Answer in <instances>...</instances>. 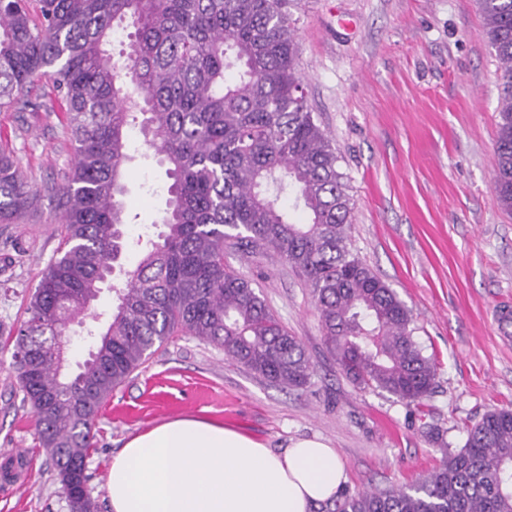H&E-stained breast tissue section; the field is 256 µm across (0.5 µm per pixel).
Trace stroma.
Segmentation results:
<instances>
[{
	"mask_svg": "<svg viewBox=\"0 0 512 512\" xmlns=\"http://www.w3.org/2000/svg\"><path fill=\"white\" fill-rule=\"evenodd\" d=\"M292 30L307 103L328 134L350 187L353 254L411 311L433 393L415 406L362 389L337 369L303 276L275 253L229 248L224 261L260 287L312 364L300 390L271 386L223 351L178 337L134 372L99 411L87 459L88 488L110 512L106 475L131 437L179 416L204 417L276 451L318 436L344 462L350 492L402 487L442 459L427 426L453 449L465 426L512 409V344L499 317L512 310V215L493 192L502 71L484 33L478 0H294ZM0 141L36 186L63 183L73 162L56 112L18 120L0 111ZM121 197L126 247L97 312L122 285L161 227L169 180L139 132ZM39 199L38 218L0 224V512H71L36 439L7 342L40 270L59 244Z\"/></svg>",
	"mask_w": 512,
	"mask_h": 512,
	"instance_id": "35a3bbf8",
	"label": "stroma"
}]
</instances>
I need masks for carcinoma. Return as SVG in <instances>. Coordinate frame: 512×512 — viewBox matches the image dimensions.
Wrapping results in <instances>:
<instances>
[{"instance_id":"cac0c4a2","label":"carcinoma","mask_w":512,"mask_h":512,"mask_svg":"<svg viewBox=\"0 0 512 512\" xmlns=\"http://www.w3.org/2000/svg\"><path fill=\"white\" fill-rule=\"evenodd\" d=\"M291 0H0V109L54 111L18 97L37 76L64 108L74 163L51 224L61 242L27 300L11 354L22 401L71 512H98L86 459L95 418L164 345L191 336L255 377L298 390L309 358L256 284L224 263V249L272 251L306 277L326 345L362 389L419 406L436 363L410 329L397 293L347 246L348 186L309 111L291 32ZM489 45L504 68L494 191L512 214V0H479ZM131 20L127 47L112 33ZM138 127L167 166L158 241L114 288L106 329L91 312L124 248L117 200ZM295 196L296 222L279 200ZM39 191L0 149V224H17ZM93 332L92 358L63 377L74 327ZM333 512H512V410L487 413L463 448L408 488L331 499Z\"/></svg>"}]
</instances>
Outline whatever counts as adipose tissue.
Wrapping results in <instances>:
<instances>
[{
    "label": "adipose tissue",
    "instance_id": "obj_1",
    "mask_svg": "<svg viewBox=\"0 0 512 512\" xmlns=\"http://www.w3.org/2000/svg\"><path fill=\"white\" fill-rule=\"evenodd\" d=\"M345 479L321 438L277 453L209 419L180 417L127 441L106 486L112 512H310Z\"/></svg>",
    "mask_w": 512,
    "mask_h": 512
}]
</instances>
